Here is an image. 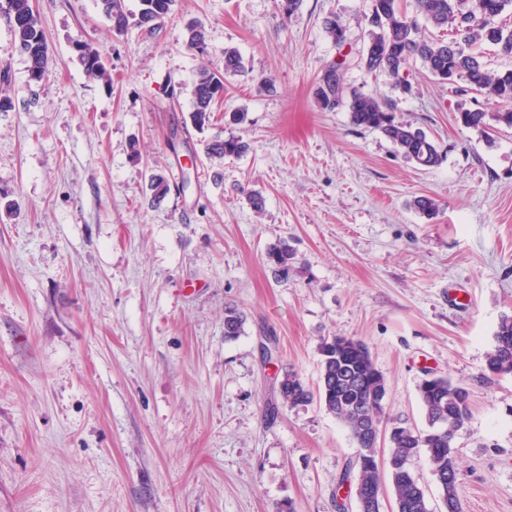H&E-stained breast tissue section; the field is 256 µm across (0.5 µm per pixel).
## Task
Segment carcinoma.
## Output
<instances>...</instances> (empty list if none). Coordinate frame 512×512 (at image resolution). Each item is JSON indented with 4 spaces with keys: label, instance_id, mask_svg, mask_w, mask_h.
I'll use <instances>...</instances> for the list:
<instances>
[{
    "label": "carcinoma",
    "instance_id": "1",
    "mask_svg": "<svg viewBox=\"0 0 512 512\" xmlns=\"http://www.w3.org/2000/svg\"><path fill=\"white\" fill-rule=\"evenodd\" d=\"M113 30L122 33L129 25L123 0H100ZM175 0H139L137 26L153 29L155 22L172 11ZM512 11V0H412V9L401 0H371L365 15L367 42L360 57L364 69L386 73L405 91L412 84L403 76L411 59L420 60L435 79L448 80L454 71L458 78L479 95L484 106L471 108L461 104L456 120L463 127L485 136L489 130H512V69L492 73L476 47L487 45L497 54L512 58V27L501 21ZM17 46L26 49L28 78L41 81L47 74L49 55L46 39L31 0H7L3 14ZM450 29L448 40L425 35L427 28ZM188 44L205 51L202 25L187 28ZM464 42L462 49L454 45ZM80 60L91 79L108 77L101 54L90 44L79 46ZM242 68V57L234 48L224 50V73L202 68L197 74L191 104L196 128L210 122L214 105L224 98V75ZM344 62L332 61L321 70L316 81L315 100L327 111L341 107L349 112L351 124L360 129L379 131L406 160L421 168H433L443 160V151L422 129L396 118L394 104L345 84ZM494 111L488 112L485 106ZM249 150L240 136L215 138L205 144L209 160L238 157ZM149 187L156 199L171 192L169 181L160 174L150 178ZM274 274L288 279L294 268L295 254L287 244L271 247L266 255ZM245 317L236 308L224 310V337L236 339L244 332ZM320 374L317 393L310 392L298 374L288 372L279 382V394L289 405L308 403L318 398L325 410L349 431L357 454L351 464L356 471L355 490L359 512H378L366 506L363 492L381 489L388 476L394 494V512H431L425 490L410 462L427 455L430 471L439 487L444 512H464L459 495L460 468L454 445L457 433L471 413L468 387L442 375L425 378L418 385V396L426 419L422 431L400 426L388 433V454L378 459V446L366 430L381 427L385 420L387 383L376 368L367 344L357 338L334 336L320 346ZM485 370L493 376L512 375V314L501 316L486 354Z\"/></svg>",
    "mask_w": 512,
    "mask_h": 512
}]
</instances>
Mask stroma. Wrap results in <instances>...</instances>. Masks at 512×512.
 I'll return each mask as SVG.
<instances>
[{
  "label": "stroma",
  "mask_w": 512,
  "mask_h": 512,
  "mask_svg": "<svg viewBox=\"0 0 512 512\" xmlns=\"http://www.w3.org/2000/svg\"><path fill=\"white\" fill-rule=\"evenodd\" d=\"M32 3L52 56L40 83L0 17V512H358L338 483L357 452L346 427L278 393L288 370L316 386L335 334L368 345L389 421L425 428L426 373L469 388L464 510L512 512V375L485 371L512 312V130L461 126L466 82L420 61L409 93L367 74L370 0H303L286 18L275 0H176L154 31L120 35L100 0ZM330 16L347 27L346 83L392 100L439 166L318 107L314 82L338 57ZM80 42L108 80L86 76ZM230 47L243 68L197 130L196 74L223 71ZM231 133L249 152L206 159L205 140ZM189 151V188L153 200L149 175L179 182ZM420 195L434 218L411 208ZM282 240L296 253L285 283L265 260ZM228 307L246 317L234 340Z\"/></svg>",
  "instance_id": "stroma-1"
}]
</instances>
